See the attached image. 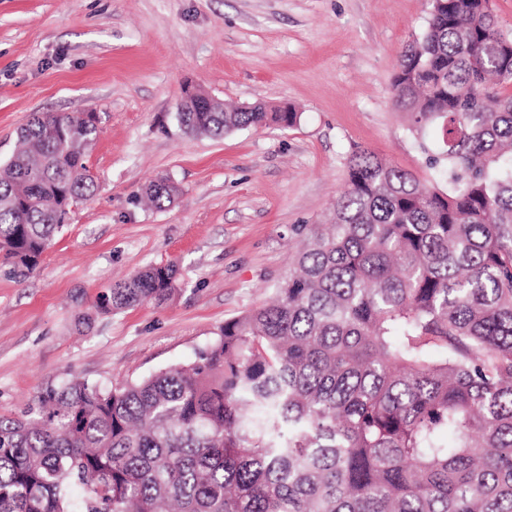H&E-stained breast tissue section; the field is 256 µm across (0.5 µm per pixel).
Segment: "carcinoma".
Listing matches in <instances>:
<instances>
[{
	"label": "carcinoma",
	"instance_id": "obj_1",
	"mask_svg": "<svg viewBox=\"0 0 512 512\" xmlns=\"http://www.w3.org/2000/svg\"><path fill=\"white\" fill-rule=\"evenodd\" d=\"M392 90L441 191L365 149L274 300L195 359L78 377L0 417V512H512V30L430 0ZM185 133L293 127L288 106L182 101ZM98 112H36L0 162V263L39 265L96 180ZM157 208L178 188H145ZM171 264L99 314L164 302ZM83 489L73 500L74 487Z\"/></svg>",
	"mask_w": 512,
	"mask_h": 512
}]
</instances>
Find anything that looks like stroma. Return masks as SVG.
<instances>
[{
  "label": "stroma",
  "instance_id": "35a3bbf8",
  "mask_svg": "<svg viewBox=\"0 0 512 512\" xmlns=\"http://www.w3.org/2000/svg\"><path fill=\"white\" fill-rule=\"evenodd\" d=\"M426 19L427 0H0V161L33 113L102 117L95 194L32 274L0 271V416L69 373L121 386L192 361L287 278L304 227L345 189L352 148L446 189L392 101ZM189 85L300 120L187 135ZM161 176L180 194L147 207L142 190ZM168 263L171 300L93 313L114 282Z\"/></svg>",
  "mask_w": 512,
  "mask_h": 512
}]
</instances>
